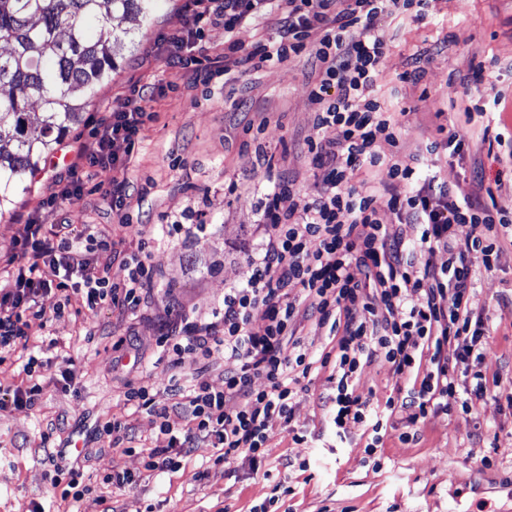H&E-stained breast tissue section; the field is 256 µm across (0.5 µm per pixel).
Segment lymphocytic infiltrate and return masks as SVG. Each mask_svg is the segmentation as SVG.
Returning <instances> with one entry per match:
<instances>
[{
    "instance_id": "obj_1",
    "label": "lymphocytic infiltrate",
    "mask_w": 512,
    "mask_h": 512,
    "mask_svg": "<svg viewBox=\"0 0 512 512\" xmlns=\"http://www.w3.org/2000/svg\"><path fill=\"white\" fill-rule=\"evenodd\" d=\"M431 2L186 0L183 25L155 40L154 53L167 70H193L203 83L224 70L221 62H201L205 29L214 24L230 34L228 49L244 69L307 56L318 71L309 95L319 110L314 133L300 150L321 177L310 191L281 176L273 180L261 206L265 233L257 255L248 259L251 273L244 285L228 289L222 306L207 315L182 307L160 315L173 362L187 353L205 360L221 351L235 366L225 371L221 388L173 387L175 406L189 417L184 431L174 429L170 407L160 403L154 385L129 389L127 401L159 420L161 443L149 450L146 471H177L202 447L212 449L215 463L230 466L244 458L261 468L270 429L289 420L299 386L317 364L329 371L321 400L337 436L364 428L371 436L364 449L369 456L383 439L388 412L404 413L410 430L401 439L409 442L429 413L455 404L468 413L488 395L482 372L461 383L449 363H479L488 353V319L473 306L476 284L480 270H492L512 244V216L496 208L482 160L474 162L469 191L458 195L425 158L498 145L502 135L487 125L472 136L444 126L436 112L426 149L410 148L401 144L396 115L376 91L392 44L383 20L425 21ZM268 18L275 21L272 37L249 44L235 40L238 29ZM156 91L155 82L137 84L127 110L95 121L92 146L83 150L80 163L53 182L49 195L18 225L0 261V349L27 338L31 325L46 326L57 316L59 291L80 293L91 310L109 303L136 312L153 296L152 265L135 259L127 281H110L115 242L101 239L97 258H90L80 246L88 225L70 223L66 214L83 201L98 167L113 171V210H123L133 195L147 194V187L129 179L128 169ZM383 141L397 145V152L380 154ZM399 182L410 185L408 195L393 193ZM383 207L394 223L381 222ZM457 224L470 227L465 242L454 235ZM417 251L446 253L448 262L416 265ZM307 319L335 337V357L312 363L298 336ZM379 357L396 373L414 376L401 401L387 400L381 409L354 391L365 365ZM257 377L265 379L264 387H254Z\"/></svg>"
}]
</instances>
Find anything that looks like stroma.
I'll return each mask as SVG.
<instances>
[{"instance_id": "obj_1", "label": "stroma", "mask_w": 512, "mask_h": 512, "mask_svg": "<svg viewBox=\"0 0 512 512\" xmlns=\"http://www.w3.org/2000/svg\"><path fill=\"white\" fill-rule=\"evenodd\" d=\"M183 5L184 0H162L150 19L127 23L124 45L113 49L118 68L87 112L98 116L122 109L133 84L162 80L149 105L157 118L146 123L129 170L134 183L150 181L154 187L144 200L132 201L129 213L132 223L149 225L166 213L181 216L183 223L201 225V240L195 245L150 240V262L158 272L150 308L131 314L106 304L91 314L72 294L46 328L32 327L26 345L0 350V393L27 385L24 366L32 357L40 364L43 386L35 407L0 408V512H32L37 504L45 512H220L224 507L250 512L272 494V482L245 460L230 473L202 458L174 474L145 471L142 451L155 446L158 427L154 416L124 403L131 382L162 390L176 381L218 388L224 372L233 368V360L220 352L204 365L191 355L174 365L156 315L176 302L210 311L222 304L225 290L248 279L247 259L263 234L259 203L269 188L259 151L272 154L276 173L298 187L308 190L314 184L310 162L297 148L312 134L317 110L309 98L306 58L247 72L234 67L209 88L188 92L194 72H164L152 52L156 37L179 25ZM384 25L393 43L379 93L400 112L406 145L426 146L432 112L472 105L477 112L471 134L486 125L487 112L500 109V152L512 151V0H433L428 22L390 17ZM423 52L431 56L423 78L415 85L402 82L412 58ZM480 65L485 92L466 99L462 81ZM498 92L504 100L497 107L493 96ZM457 110L449 113V122H459ZM52 176L49 170L32 176L14 211L0 218V249L8 247L15 226L37 206ZM111 187V169H97L84 205L71 219L118 241L121 253L111 263L110 278L119 282L128 275L127 257L140 248L137 237L112 214L105 196ZM474 306L493 326L481 369L500 393L510 390L512 247L497 268L482 273ZM70 368L77 373L72 386L61 377ZM326 377V371L312 372L290 422L276 424L270 435L265 467L286 470L292 489L279 503L282 512H512V410L499 396L478 401L467 415L454 410L429 416L410 443L401 442L408 426L401 413H394L376 464L365 457L360 429L337 441L319 400ZM411 382L378 359L365 368L356 392L381 406L399 398ZM114 417L132 433L131 451L99 434V427ZM48 431L56 441L82 448L86 491L79 502L63 499L48 485L50 449L42 442ZM296 431L307 433V443L293 442ZM303 461L308 470H299ZM116 471L139 475L138 485L104 484V477Z\"/></svg>"}]
</instances>
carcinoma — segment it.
I'll return each instance as SVG.
<instances>
[{
  "mask_svg": "<svg viewBox=\"0 0 512 512\" xmlns=\"http://www.w3.org/2000/svg\"><path fill=\"white\" fill-rule=\"evenodd\" d=\"M158 0H0V217L112 80L117 28Z\"/></svg>",
  "mask_w": 512,
  "mask_h": 512,
  "instance_id": "carcinoma-1",
  "label": "carcinoma"
}]
</instances>
